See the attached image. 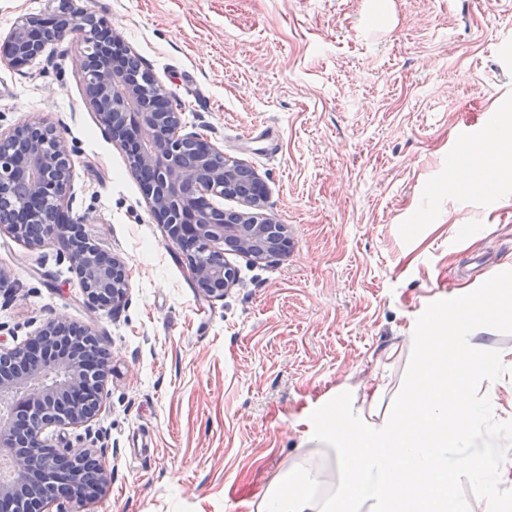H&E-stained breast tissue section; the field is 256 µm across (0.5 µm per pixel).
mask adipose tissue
<instances>
[{
    "mask_svg": "<svg viewBox=\"0 0 512 512\" xmlns=\"http://www.w3.org/2000/svg\"><path fill=\"white\" fill-rule=\"evenodd\" d=\"M496 147L479 165L451 169V185L484 190L512 163L507 119H493ZM508 300L489 295L450 310V320L424 319L410 346L415 355L414 390L401 409L381 422L367 420L355 400H337L304 420L306 441L323 445L340 475L300 460L269 486L256 512H447L448 493L439 478L467 474L493 512H502L504 488L512 486V463L499 454L479 464L461 451L489 436V414L497 407L493 390L498 365L512 362L503 351L485 357L471 336L476 325L499 319Z\"/></svg>",
    "mask_w": 512,
    "mask_h": 512,
    "instance_id": "1",
    "label": "adipose tissue"
}]
</instances>
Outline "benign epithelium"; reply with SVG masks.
I'll list each match as a JSON object with an SVG mask.
<instances>
[{
	"label": "benign epithelium",
	"instance_id": "benign-epithelium-1",
	"mask_svg": "<svg viewBox=\"0 0 512 512\" xmlns=\"http://www.w3.org/2000/svg\"><path fill=\"white\" fill-rule=\"evenodd\" d=\"M79 33L86 49L79 66L87 95L112 140L125 149L134 174H150L146 189L149 212L170 240L185 253L198 291L219 299L237 284L236 273L224 264L222 245L256 260L274 261L288 249V232L256 212L224 213L208 196L243 199L253 207L263 196L258 177L243 163L197 133H179L178 105L159 95L142 100V77L149 73L121 37L90 15L77 21L61 8L51 21L19 20L0 41V61L22 65L44 47L45 35ZM0 231L9 232L31 249L46 243L60 247L73 263L91 306L116 310L125 302L129 273L126 264L90 244L82 220L70 215L72 159L66 141L35 116L0 135ZM84 336L97 337L86 325L57 315L28 341L0 349L19 370L0 371V398L9 400V415L0 416V458L10 461L13 478L0 481V512H50L63 499L82 504L97 497L108 481L104 453L75 450L66 431L92 421L101 408V390L111 372L112 353L106 347L78 355ZM59 429L52 443L44 431ZM63 489L52 499L38 501L20 495L30 480Z\"/></svg>",
	"mask_w": 512,
	"mask_h": 512
}]
</instances>
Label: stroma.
<instances>
[{
    "mask_svg": "<svg viewBox=\"0 0 512 512\" xmlns=\"http://www.w3.org/2000/svg\"><path fill=\"white\" fill-rule=\"evenodd\" d=\"M107 22L168 99L183 132L254 170L260 211L286 225L282 259L233 252L223 299L194 287L152 220L121 147L89 105L78 35L0 63V133L40 115L73 162L71 214L123 259L128 298L91 311L56 246L0 232V345L48 318L90 326L112 353L103 408L71 429L102 437L111 476L77 512H255L302 458V417L381 379L373 420L399 409L408 343L433 309L467 297L460 270L512 266V174L448 188L466 129L512 118V0H68Z\"/></svg>",
    "mask_w": 512,
    "mask_h": 512,
    "instance_id": "1",
    "label": "stroma"
}]
</instances>
